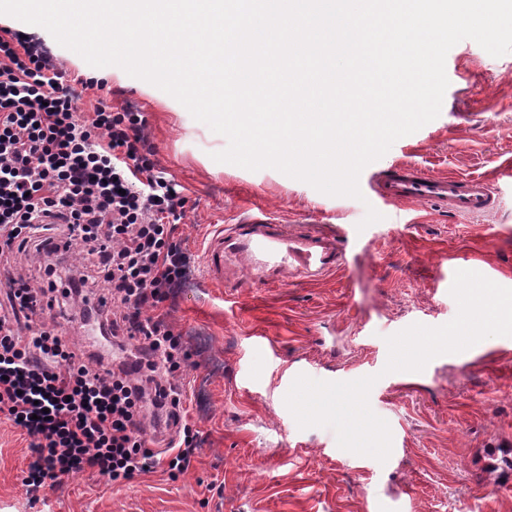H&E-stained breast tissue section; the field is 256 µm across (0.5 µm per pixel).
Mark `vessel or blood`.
Listing matches in <instances>:
<instances>
[{
  "label": "vessel or blood",
  "instance_id": "b4317fda",
  "mask_svg": "<svg viewBox=\"0 0 512 512\" xmlns=\"http://www.w3.org/2000/svg\"><path fill=\"white\" fill-rule=\"evenodd\" d=\"M381 203L396 207L418 203L454 216L482 217L498 208V197L485 178L433 175L407 164L378 172L367 183ZM344 258L339 238L325 232L291 233L259 208L225 225L204 250L208 283L232 288L250 282L274 287L291 277L320 280Z\"/></svg>",
  "mask_w": 512,
  "mask_h": 512
}]
</instances>
